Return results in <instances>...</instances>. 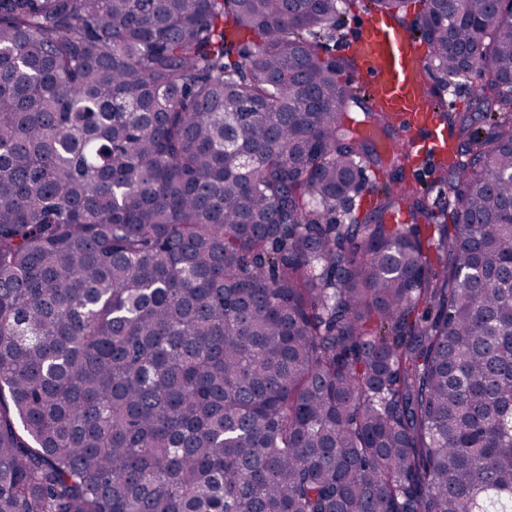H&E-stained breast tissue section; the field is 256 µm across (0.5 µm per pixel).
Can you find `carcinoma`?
I'll return each instance as SVG.
<instances>
[{
    "mask_svg": "<svg viewBox=\"0 0 512 512\" xmlns=\"http://www.w3.org/2000/svg\"><path fill=\"white\" fill-rule=\"evenodd\" d=\"M340 4L0 0V512H512V0L436 212ZM369 8L376 11L370 0H354L353 4L346 6L343 10L345 25L336 31V42L327 43V54L336 56L347 55L343 49V45L346 41L351 39V30L357 26L359 19Z\"/></svg>",
    "mask_w": 512,
    "mask_h": 512,
    "instance_id": "obj_1",
    "label": "carcinoma"
}]
</instances>
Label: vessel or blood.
Listing matches in <instances>:
<instances>
[{
	"instance_id": "obj_1",
	"label": "vessel or blood",
	"mask_w": 512,
	"mask_h": 512,
	"mask_svg": "<svg viewBox=\"0 0 512 512\" xmlns=\"http://www.w3.org/2000/svg\"><path fill=\"white\" fill-rule=\"evenodd\" d=\"M347 50L358 53L360 68L356 80L344 84V91L366 92L375 111L401 126L404 140L397 151L410 171L418 172L425 157L449 160L448 133L424 96L420 83L424 60L413 39L386 17L377 16L361 24Z\"/></svg>"
}]
</instances>
